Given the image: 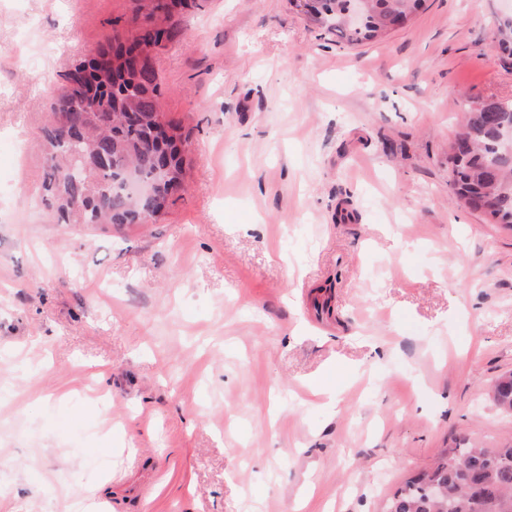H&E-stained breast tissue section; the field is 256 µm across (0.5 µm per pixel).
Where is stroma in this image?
Here are the masks:
<instances>
[{
    "instance_id": "1",
    "label": "stroma",
    "mask_w": 512,
    "mask_h": 512,
    "mask_svg": "<svg viewBox=\"0 0 512 512\" xmlns=\"http://www.w3.org/2000/svg\"><path fill=\"white\" fill-rule=\"evenodd\" d=\"M154 60L187 146L149 222L57 223L42 129L132 0H0V493L15 512H381L512 441V229L455 199L469 98L512 101V0L361 46L200 0ZM494 404L503 411H512V374L501 376L492 387Z\"/></svg>"
}]
</instances>
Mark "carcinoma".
<instances>
[{
    "label": "carcinoma",
    "mask_w": 512,
    "mask_h": 512,
    "mask_svg": "<svg viewBox=\"0 0 512 512\" xmlns=\"http://www.w3.org/2000/svg\"><path fill=\"white\" fill-rule=\"evenodd\" d=\"M143 23L132 18L130 38L151 50L176 35L173 13L159 15L154 0H136ZM424 0H317L314 22L349 45L373 42L387 35L392 24L404 26L423 8ZM358 10L361 23H346ZM494 38L512 58V18L495 22ZM89 71L88 101L102 111L99 125L83 121L87 108L76 104L78 92L67 91L51 112L45 130L51 165L44 172V189L58 218L71 224H134L160 214L168 205V184L183 174V153L171 139L153 131L163 114L160 82L154 65L139 71L121 65L101 73L95 60L78 64ZM457 140L466 144L448 154L450 183L456 198L488 207L496 224L512 227V101L469 100ZM110 156L107 171L83 168L87 157ZM169 157V169L159 172L153 156ZM494 404L512 411V374L492 387ZM382 512H512V442L498 448L459 443L444 450L432 468L406 479L384 501Z\"/></svg>",
    "instance_id": "obj_1"
}]
</instances>
